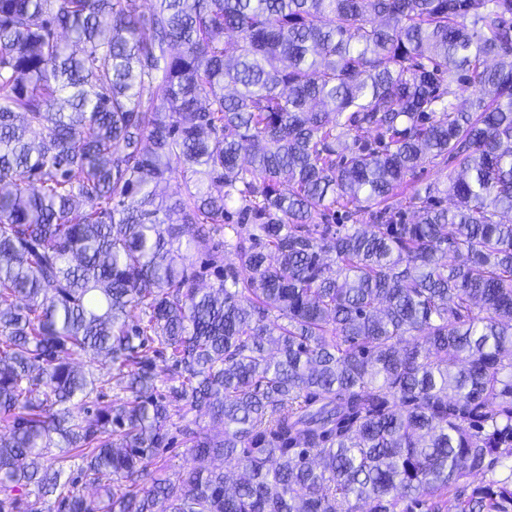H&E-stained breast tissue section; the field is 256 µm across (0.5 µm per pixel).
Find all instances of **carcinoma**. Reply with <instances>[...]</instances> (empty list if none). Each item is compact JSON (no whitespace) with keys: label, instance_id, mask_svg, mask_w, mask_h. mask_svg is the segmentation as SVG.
I'll use <instances>...</instances> for the list:
<instances>
[{"label":"carcinoma","instance_id":"1","mask_svg":"<svg viewBox=\"0 0 512 512\" xmlns=\"http://www.w3.org/2000/svg\"><path fill=\"white\" fill-rule=\"evenodd\" d=\"M506 213L512 0H0V512H512ZM172 433L176 437L174 444L170 448H160L154 459L155 466L163 467L170 477L200 465V462L189 448L190 445L186 444L175 430Z\"/></svg>","mask_w":512,"mask_h":512}]
</instances>
